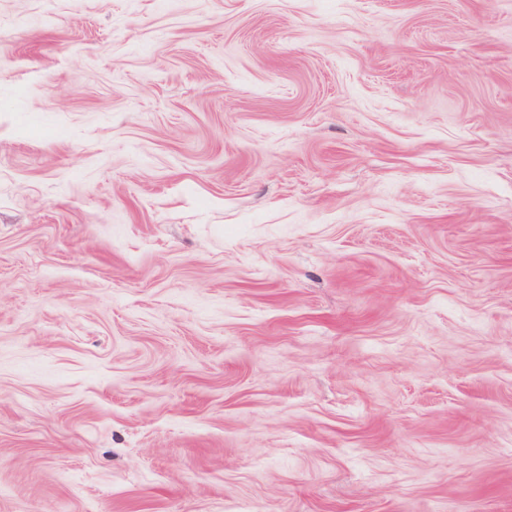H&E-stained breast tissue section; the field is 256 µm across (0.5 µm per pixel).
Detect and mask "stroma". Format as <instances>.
<instances>
[{"label":"stroma","instance_id":"stroma-1","mask_svg":"<svg viewBox=\"0 0 512 512\" xmlns=\"http://www.w3.org/2000/svg\"><path fill=\"white\" fill-rule=\"evenodd\" d=\"M0 512H512V0H0Z\"/></svg>","mask_w":512,"mask_h":512}]
</instances>
